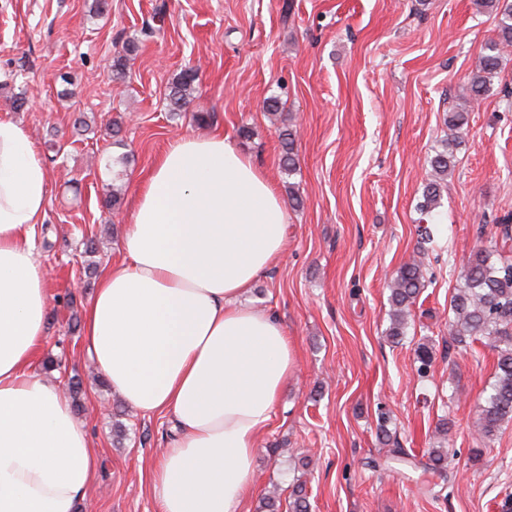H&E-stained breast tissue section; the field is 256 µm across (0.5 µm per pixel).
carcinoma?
<instances>
[{
  "label": "carcinoma",
  "mask_w": 512,
  "mask_h": 512,
  "mask_svg": "<svg viewBox=\"0 0 512 512\" xmlns=\"http://www.w3.org/2000/svg\"><path fill=\"white\" fill-rule=\"evenodd\" d=\"M477 6L495 12L498 17L497 39L481 56L471 80L474 98L484 96L491 81L506 61L505 49L512 47V0H477ZM196 72L185 69L169 87L168 103L173 112L186 106L196 90ZM453 146L445 142L430 160L431 178L418 204L421 214L430 217L439 204L442 181L454 166ZM496 241L473 249L461 273V282L451 301L454 317L448 323V334L457 343L480 341L496 355L495 381L481 403L476 430L482 442L497 436L503 423L512 420V258L508 243L512 241V225H496ZM425 287L424 263L414 259L396 272L390 284L391 323L387 336L400 341L406 333L410 305ZM432 469L448 481L453 457L446 448L430 452ZM291 512H308L305 484L292 489Z\"/></svg>",
  "instance_id": "obj_1"
}]
</instances>
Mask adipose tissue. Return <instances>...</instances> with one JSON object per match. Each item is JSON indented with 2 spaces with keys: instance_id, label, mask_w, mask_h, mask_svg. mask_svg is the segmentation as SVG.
I'll use <instances>...</instances> for the list:
<instances>
[{
  "instance_id": "obj_1",
  "label": "adipose tissue",
  "mask_w": 512,
  "mask_h": 512,
  "mask_svg": "<svg viewBox=\"0 0 512 512\" xmlns=\"http://www.w3.org/2000/svg\"><path fill=\"white\" fill-rule=\"evenodd\" d=\"M50 180L28 130L0 118V512H79L98 461L59 383L35 366L47 274L34 257ZM288 215L229 136L175 138L142 180L83 316L101 376L172 437L151 465L157 512H238L256 440L296 367L286 326L240 296L281 257Z\"/></svg>"
}]
</instances>
